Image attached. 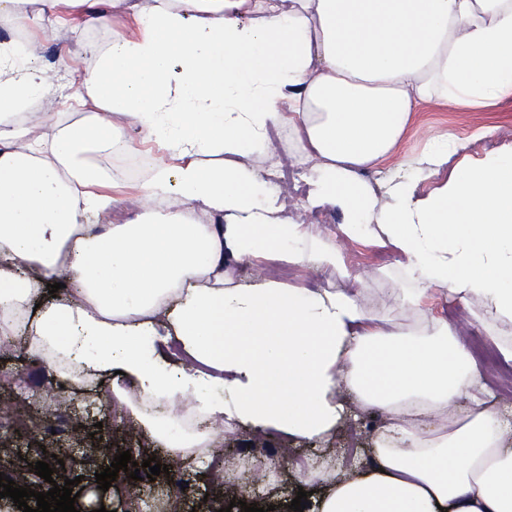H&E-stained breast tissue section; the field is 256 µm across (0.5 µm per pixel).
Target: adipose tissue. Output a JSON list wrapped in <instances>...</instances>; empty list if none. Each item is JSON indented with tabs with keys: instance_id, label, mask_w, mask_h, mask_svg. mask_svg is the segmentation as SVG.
Returning a JSON list of instances; mask_svg holds the SVG:
<instances>
[{
	"instance_id": "1",
	"label": "adipose tissue",
	"mask_w": 512,
	"mask_h": 512,
	"mask_svg": "<svg viewBox=\"0 0 512 512\" xmlns=\"http://www.w3.org/2000/svg\"><path fill=\"white\" fill-rule=\"evenodd\" d=\"M100 0H0V335L26 327L29 349L75 379L109 375L112 397L191 395L212 424L321 440L341 423L348 386L392 420L378 467L330 486L319 512H512V450L478 396L468 345L424 303L442 288L488 334L512 324V148L441 178L454 134L420 158L379 203L362 170L391 156L413 112L494 110L512 101V0H153L133 36L91 44L72 99L80 124L29 138L19 117L46 77L33 31L75 19L106 25ZM131 117L138 138L106 114ZM283 126L312 164L313 208L340 209L341 236L392 247L405 286V324L363 292H319L274 279L241 285L238 263L315 261L353 278L336 246L288 219L278 190L249 164ZM26 149H19L20 140ZM154 144L169 155L139 183L144 207L124 224L79 223L125 207L106 193L101 156ZM436 179L431 192L415 184ZM177 198L165 212L153 202ZM219 215L201 224L184 205ZM75 273L65 302L30 314L47 283ZM172 331L174 357L145 337ZM223 386L219 402L208 387ZM468 409L424 430L417 417ZM132 421L171 457L210 445L131 406Z\"/></svg>"
}]
</instances>
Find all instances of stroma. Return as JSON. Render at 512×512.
Instances as JSON below:
<instances>
[{
  "instance_id": "stroma-1",
  "label": "stroma",
  "mask_w": 512,
  "mask_h": 512,
  "mask_svg": "<svg viewBox=\"0 0 512 512\" xmlns=\"http://www.w3.org/2000/svg\"><path fill=\"white\" fill-rule=\"evenodd\" d=\"M134 11L128 9L121 13H109V25L105 28H90L77 22L55 28L48 36L41 38L42 55L36 59L35 64L51 81L54 97L72 95L75 81L91 63L85 52L89 42L105 40L115 31L128 35L137 33ZM63 53L70 58L71 69L67 72L60 70L58 65L59 56ZM488 126L494 127L493 136L480 137V130ZM450 131L456 134L459 143L448 162L449 167H456L462 162H481L488 155L503 148H512V104L498 110L464 112L449 111L435 103L422 105L397 151L381 165L363 171V179L373 186L378 197H385L386 184L389 179L402 173L404 159L421 154L432 140ZM274 141L277 145L276 151L253 155L249 160L250 165L266 178L274 170L281 168L300 171L304 177L303 182L292 181L281 186L282 192L288 196L290 215L294 221L313 224L322 236L337 241L348 267L363 276L359 282L342 279L335 271L310 263L292 267L287 278L288 284L311 290L361 289L365 291L373 309L401 323L410 321V311L397 305L392 294L393 289L403 286L395 274L398 261L396 252L388 247L362 241L338 239V226L344 221L342 213L336 209L311 210L305 207L304 200L309 190L306 179L311 175L310 166L306 161L291 157L286 130H277ZM159 161V156L149 157L141 172L134 173L131 172L127 160L99 158V165L112 175L128 199L125 211L117 217L118 222L135 219L140 211L136 186L151 174ZM379 268L389 270V277L381 282L370 281L369 273ZM427 307L436 316L453 324L468 342L471 354L476 357L474 365L488 389V398L503 422V445L512 448V379L504 378L499 368L489 366L478 358L482 349L494 348L493 339L480 326L472 323L466 310L451 299L447 291L433 290ZM63 378V372L30 354L26 344L0 349V394L9 397L14 408L48 417L55 414L56 401L67 398L73 403L85 404L94 410L93 418L83 422L85 436H76L71 431L58 441L40 433L33 435L15 431L12 428L11 416L1 415L0 447L9 450L8 455L0 460L1 470L11 475L24 473L26 483L32 490L46 492L50 489V483L36 475L34 462L41 460L48 463L51 462L53 454L66 453L74 457L75 462L64 473L56 475L55 481L60 483L67 478L78 479L77 490L83 512H96L100 507L106 508L107 512H119L121 499L113 496L111 492L98 489L95 479L96 473L110 465V458L99 459L91 468L80 462L83 451L89 447L91 441H111L118 451H130L133 461L140 462L152 456L157 462L166 464L169 473L164 478L165 483L193 476L199 491L193 500L194 506L199 507L200 512H217L212 501L222 496L223 489L210 483L211 477L219 472L212 457H197L185 465L172 462L166 448L149 446L150 435L147 431L131 428L129 419L108 416L104 397L111 392L110 384L90 378L68 387L64 385ZM343 399L345 417L326 440L299 439L285 444L278 434L267 435V443L274 450L270 457L271 463L261 471L258 483L249 488L248 498L276 504L283 498L294 499L298 490L304 489L309 493L304 512H318L319 494L333 482L334 477L318 463L314 464L312 471L300 472L294 467L293 460L297 456H312L323 450H345L355 433L359 434L360 439L357 454L349 465L350 471L364 472L373 466L377 458L378 436L369 432L368 427L382 419L383 413L375 408L361 407L355 402L351 392H344Z\"/></svg>"
}]
</instances>
